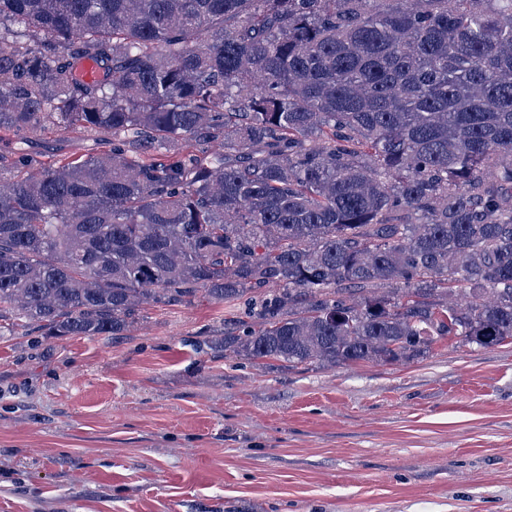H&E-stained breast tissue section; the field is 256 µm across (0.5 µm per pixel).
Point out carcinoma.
Listing matches in <instances>:
<instances>
[{"label":"carcinoma","instance_id":"obj_1","mask_svg":"<svg viewBox=\"0 0 512 512\" xmlns=\"http://www.w3.org/2000/svg\"><path fill=\"white\" fill-rule=\"evenodd\" d=\"M71 128L112 154L0 156V318L202 292L264 369L512 341V0H0V131Z\"/></svg>","mask_w":512,"mask_h":512}]
</instances>
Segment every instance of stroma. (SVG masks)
<instances>
[{"instance_id": "35a3bbf8", "label": "stroma", "mask_w": 512, "mask_h": 512, "mask_svg": "<svg viewBox=\"0 0 512 512\" xmlns=\"http://www.w3.org/2000/svg\"><path fill=\"white\" fill-rule=\"evenodd\" d=\"M104 131L0 133L52 163ZM238 306H145L124 336L0 329V512H512V341L266 370Z\"/></svg>"}]
</instances>
